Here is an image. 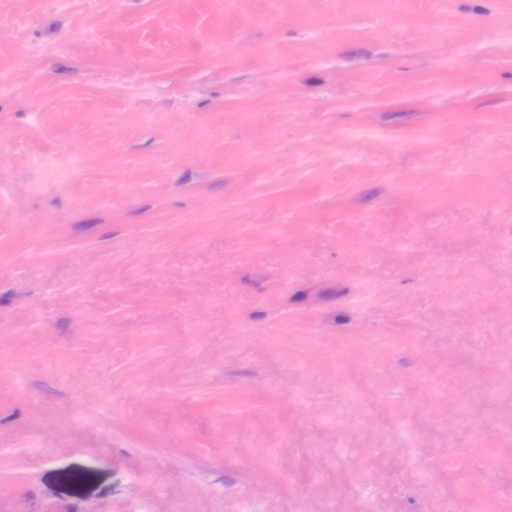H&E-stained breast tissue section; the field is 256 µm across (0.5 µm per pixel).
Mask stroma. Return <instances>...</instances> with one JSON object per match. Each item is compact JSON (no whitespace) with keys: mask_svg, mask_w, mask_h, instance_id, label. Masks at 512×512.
<instances>
[{"mask_svg":"<svg viewBox=\"0 0 512 512\" xmlns=\"http://www.w3.org/2000/svg\"><path fill=\"white\" fill-rule=\"evenodd\" d=\"M0 512H512V0H0Z\"/></svg>","mask_w":512,"mask_h":512,"instance_id":"stroma-1","label":"stroma"}]
</instances>
